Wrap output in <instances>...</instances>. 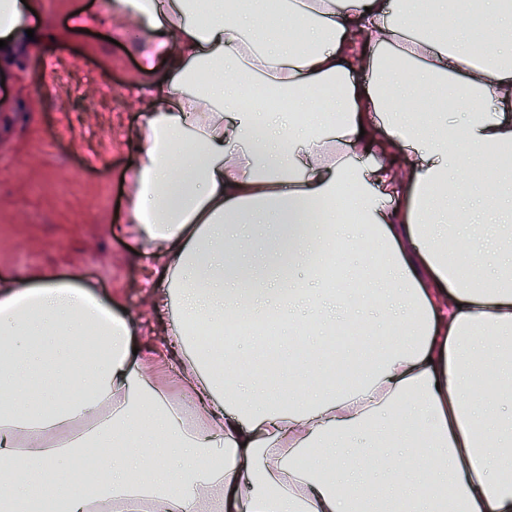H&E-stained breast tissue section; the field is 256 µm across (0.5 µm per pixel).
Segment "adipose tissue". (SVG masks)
<instances>
[{"label": "adipose tissue", "mask_w": 512, "mask_h": 512, "mask_svg": "<svg viewBox=\"0 0 512 512\" xmlns=\"http://www.w3.org/2000/svg\"><path fill=\"white\" fill-rule=\"evenodd\" d=\"M35 4L0 0V60L79 35L30 27ZM480 9L485 31L450 41L448 0H300L284 26L267 0H112L145 34L141 71L166 75L142 96L128 222L151 259L147 306L173 323L138 350L140 319L79 272L0 280V462L14 470L0 512L35 487L55 512H371L367 458L410 512H436L444 486L464 512H512V239L495 237L486 273L466 211H497L512 182V48L497 33L512 0ZM392 58L418 75V111L401 108ZM250 79L298 103L338 85L336 111L299 125L237 104ZM440 98L461 120L435 112ZM459 147L472 161L454 170ZM287 209L322 251L367 243L362 288L241 295L226 265L243 242L225 225ZM258 305L291 325L292 354L311 325L298 309L367 330L381 309L385 354L349 389L316 360L289 370L288 408L264 410L272 380L245 369L248 352L219 363L188 336ZM176 455L191 466L171 468Z\"/></svg>", "instance_id": "obj_1"}]
</instances>
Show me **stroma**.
I'll return each instance as SVG.
<instances>
[{"instance_id":"1","label":"stroma","mask_w":512,"mask_h":512,"mask_svg":"<svg viewBox=\"0 0 512 512\" xmlns=\"http://www.w3.org/2000/svg\"><path fill=\"white\" fill-rule=\"evenodd\" d=\"M109 0H40L62 28L74 13L101 23L18 54L0 84V278L80 270L119 309L146 311L147 258L125 223L141 122L140 29L113 21Z\"/></svg>"}]
</instances>
